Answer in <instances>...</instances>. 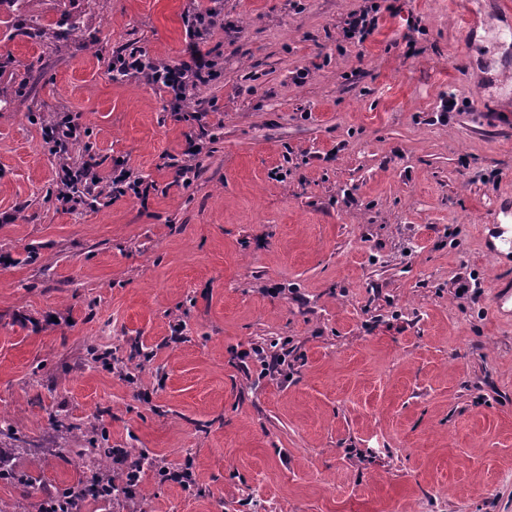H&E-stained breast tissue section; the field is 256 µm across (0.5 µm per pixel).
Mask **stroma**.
Returning a JSON list of instances; mask_svg holds the SVG:
<instances>
[{"instance_id": "stroma-1", "label": "stroma", "mask_w": 512, "mask_h": 512, "mask_svg": "<svg viewBox=\"0 0 512 512\" xmlns=\"http://www.w3.org/2000/svg\"><path fill=\"white\" fill-rule=\"evenodd\" d=\"M379 2L358 48L340 22L365 0H30L92 10L60 40L0 6V504L76 485L56 418L196 479L81 512H512V249L487 228L512 200V15ZM194 11L215 75L181 107L114 76L183 59ZM67 114L81 136L50 151ZM86 160L146 193L63 208Z\"/></svg>"}]
</instances>
